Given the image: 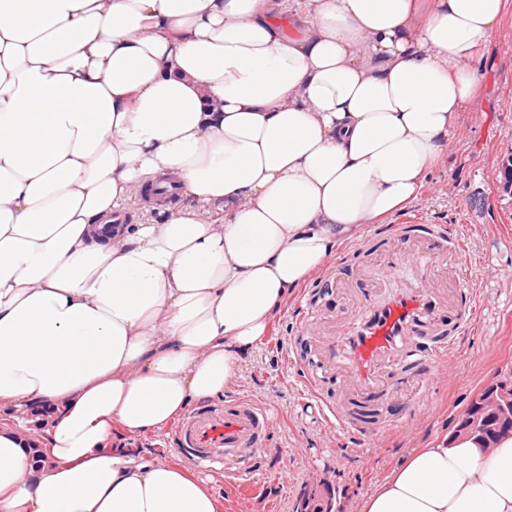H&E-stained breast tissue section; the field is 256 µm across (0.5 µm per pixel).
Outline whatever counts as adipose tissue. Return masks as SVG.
<instances>
[{"label": "adipose tissue", "instance_id": "ef3b65f1", "mask_svg": "<svg viewBox=\"0 0 512 512\" xmlns=\"http://www.w3.org/2000/svg\"><path fill=\"white\" fill-rule=\"evenodd\" d=\"M505 6L0 0V407L54 412L0 424V512H228L115 431L236 387L297 288L417 200ZM166 179L164 222H115ZM357 512H512V434L415 449Z\"/></svg>", "mask_w": 512, "mask_h": 512}]
</instances>
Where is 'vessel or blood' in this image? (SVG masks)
<instances>
[{
  "mask_svg": "<svg viewBox=\"0 0 512 512\" xmlns=\"http://www.w3.org/2000/svg\"><path fill=\"white\" fill-rule=\"evenodd\" d=\"M396 241L407 244L406 255L393 251ZM348 252L363 257L357 282L337 280L332 270L322 278L326 290L342 295L343 310L328 312L308 296L300 302V333L315 339L314 369L303 383L331 428L366 441L390 430L384 411L397 397L396 386L446 368L458 337L475 323L477 302L469 288L437 275L462 263V247L446 225L393 224ZM402 262L419 273L420 287L386 293L383 282ZM269 425L261 404L238 397L195 408L171 443L194 463L246 481L253 458L268 444Z\"/></svg>",
  "mask_w": 512,
  "mask_h": 512,
  "instance_id": "1",
  "label": "vessel or blood"
}]
</instances>
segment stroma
Wrapping results in <instances>:
<instances>
[{"label":"stroma","mask_w":512,"mask_h":512,"mask_svg":"<svg viewBox=\"0 0 512 512\" xmlns=\"http://www.w3.org/2000/svg\"><path fill=\"white\" fill-rule=\"evenodd\" d=\"M483 89L474 111L463 116L457 138L426 180L419 198L392 216V223L420 219L446 225L471 259L465 282L478 302L473 329L457 340L445 373L426 385L428 406L411 424L383 436L371 449L347 434L325 430L301 391L308 352L299 336L296 300L276 315L271 337L248 356L237 387L215 403L247 396L272 419L267 448L255 456V482L241 487L219 470L214 493L247 512H293L303 492L330 498L336 512L357 502L414 449L450 436L456 414L486 385L512 375V195L503 191L501 161L512 155V0L501 30L478 56Z\"/></svg>","instance_id":"1"}]
</instances>
